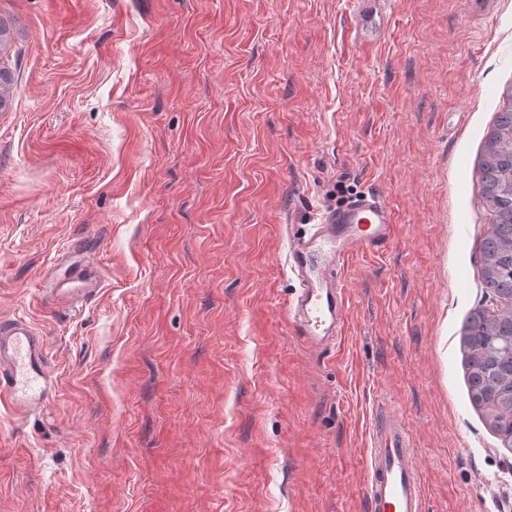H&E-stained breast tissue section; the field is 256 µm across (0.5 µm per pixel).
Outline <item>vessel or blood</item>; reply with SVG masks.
<instances>
[{"instance_id": "obj_1", "label": "vessel or blood", "mask_w": 512, "mask_h": 512, "mask_svg": "<svg viewBox=\"0 0 512 512\" xmlns=\"http://www.w3.org/2000/svg\"><path fill=\"white\" fill-rule=\"evenodd\" d=\"M397 228L394 208L368 191L294 239L289 260L301 289L288 305V318L311 347L336 343L344 333L347 303L341 271L360 252L386 247ZM103 286L99 262L87 256L67 275L53 279L50 291L74 306L97 295ZM52 387L43 336L27 321L1 317L0 403L26 415L49 400ZM365 454L364 490L372 512H424L423 478L402 417L382 412Z\"/></svg>"}]
</instances>
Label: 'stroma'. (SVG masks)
Returning a JSON list of instances; mask_svg holds the SVG:
<instances>
[{"label":"stroma","instance_id":"35a3bbf8","mask_svg":"<svg viewBox=\"0 0 512 512\" xmlns=\"http://www.w3.org/2000/svg\"><path fill=\"white\" fill-rule=\"evenodd\" d=\"M0 0V315L51 400L0 405V512H370L363 448L407 422L426 512H512L470 399L488 305L479 164L512 105V0ZM394 242L342 271L349 327L286 316L289 241L364 191ZM82 254L105 285L47 286Z\"/></svg>","mask_w":512,"mask_h":512}]
</instances>
